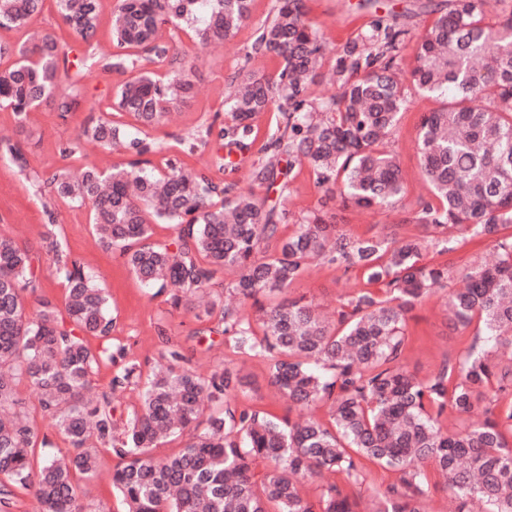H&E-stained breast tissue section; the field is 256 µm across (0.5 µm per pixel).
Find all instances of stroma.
I'll return each instance as SVG.
<instances>
[{
  "label": "stroma",
  "mask_w": 512,
  "mask_h": 512,
  "mask_svg": "<svg viewBox=\"0 0 512 512\" xmlns=\"http://www.w3.org/2000/svg\"><path fill=\"white\" fill-rule=\"evenodd\" d=\"M422 0H379L378 6L365 0H306L311 21L318 28L324 44V59L320 74L310 92L315 101H323L336 95L338 86L330 71L335 64L336 51L347 40L370 29L376 16H397L409 34L397 60L402 71L408 72L415 65V44L433 22L434 15L422 9ZM274 0H253L251 18L223 46L198 49L186 33L171 34L163 30V38L173 39L175 47L184 54L192 68L195 95L169 109V118L151 129L150 135L163 146L161 152L152 154L150 161L156 169H164L171 157V148L178 138L187 136L202 122L213 119L225 120L224 100L228 93L226 79L240 68L260 74L279 70V60L270 57H249L248 52L255 38L257 27L269 15ZM125 80L124 74L94 71L82 81V106L68 119H59L52 107L46 104L32 110L25 123H18L12 112L0 109V142L11 143L21 149L27 160L26 170L18 168L0 154V234L14 239L27 247L38 259L40 281L36 290L23 294L26 311H34L40 299L46 298L56 305H63L65 287L58 276L52 259L41 247L46 217L37 194V180L52 171L65 167L76 171L85 164L93 163L101 169L122 162V155L95 147H88L85 154L66 156L60 149L73 141L91 114L100 113L111 103L118 85ZM437 101L416 92H409L407 108L402 113L399 128L389 147L398 158L406 180V193L394 210L358 212L341 210L338 223L356 233L376 232L384 226L397 223L406 212L415 208L419 196L429 195L430 190L420 174V162L415 138L422 113L436 108ZM287 190H269L253 187L256 196L266 205L287 208L292 219H300L307 210L316 206L321 193L314 183L307 166H294ZM57 224L55 232L67 246L73 258L83 266L96 283L104 288L109 297L114 319L108 338H91L92 346L102 343L119 344L126 348V358L113 363L103 361L95 369L86 399L96 402L104 395H111L118 413L131 416L140 407L143 380L160 364V352L164 345L178 347L187 359L189 367L202 375L222 369L227 351L223 335L217 334L218 318H211L207 326L213 327L214 335L198 340L196 333L205 324L197 321L192 313L172 308L167 293L156 292L141 283L125 265L119 250H104L96 241L89 224L88 207H74L56 201ZM361 278L327 265L312 266L303 279L294 284L291 296L305 297L322 309L332 310L347 294L361 288ZM409 341L405 350V362L410 370L427 376L438 368L444 355L459 352L468 345L471 335L455 332L448 326L444 294H436L417 306L407 321ZM135 365L138 375L121 391L112 392L113 376L123 371L125 365ZM249 383L236 396L240 405H253L272 414L297 418L299 411L287 398H272L267 384V368L263 360L252 359L244 366ZM120 460L108 451L101 452L98 476L91 481H81L82 500L103 508L104 512H125L122 500L113 492L111 476Z\"/></svg>",
  "instance_id": "stroma-1"
}]
</instances>
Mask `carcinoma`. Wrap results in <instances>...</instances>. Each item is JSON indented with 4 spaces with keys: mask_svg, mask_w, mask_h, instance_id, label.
<instances>
[{
    "mask_svg": "<svg viewBox=\"0 0 512 512\" xmlns=\"http://www.w3.org/2000/svg\"><path fill=\"white\" fill-rule=\"evenodd\" d=\"M43 2L0 0V28L26 27ZM54 2L76 47L63 49L49 33L18 47L0 43V57L16 56L0 71L1 109L22 124L47 103L64 120L80 110L79 84L95 68L135 76L80 132L83 142L120 147L129 159L108 171L87 164L77 177L58 169L49 177L51 197L91 204L99 243L120 249L141 282L169 291L176 309L188 307V295L213 289L219 273L235 271L231 291L257 307L261 330L239 309L212 301L195 318L204 322L220 310L231 354L224 369L202 376L183 366L181 350L167 347L139 411L118 418L110 400L84 399L98 363L124 357L122 346L94 349L84 340L112 328L106 293L49 235L65 311L44 299L26 314L33 259L0 234V501L19 488L32 492L39 512H85L75 476H97L94 439L123 461L111 481L126 512H428L435 476L444 479L455 512H473L476 503L485 512H512V233L501 234L512 226V12L490 25L487 0H444L417 41L409 83L441 99L421 115L416 135L430 199L388 232L362 235L338 224L322 202L281 237L288 209L265 208L212 169L224 171L231 157L251 150L253 185L279 186L286 157L306 165L323 196L344 207L395 204L406 184L384 145L406 102L396 60L408 31L381 17L347 41L333 66L339 92L316 104L309 86L322 60L319 30L305 0H275L251 55L275 56L280 69L260 78L237 72L225 100L230 121L178 140L186 155L216 142L210 165L170 159L159 171L146 159L162 149L148 130L195 93L183 56L160 30H182L201 48L222 42L250 18L253 0H116L115 51L108 54L95 43L100 0ZM63 77L66 91L59 89ZM273 109L284 126L254 151L252 120ZM153 224L178 227V243L150 241ZM472 241L491 247L496 261L467 269L463 287L448 292L446 312L451 327H471L473 336L420 379L403 362L408 315L448 286L452 268L447 260L422 262L423 253L447 256ZM313 260L362 277L363 287L339 302L333 320L288 297ZM272 294L282 298L266 309L260 297ZM254 358L266 362L268 384L297 407L328 405L329 421L309 414L292 423L231 405L246 385L238 362ZM22 381L72 453L46 450L34 465L39 435L17 392ZM480 404L482 420L444 428L446 412L464 416ZM183 434L178 454L153 453ZM364 459L393 471L396 481L363 496ZM325 473L342 475L343 483L322 484L313 498L300 494V481Z\"/></svg>",
    "mask_w": 512,
    "mask_h": 512,
    "instance_id": "cac0c4a2",
    "label": "carcinoma"
}]
</instances>
